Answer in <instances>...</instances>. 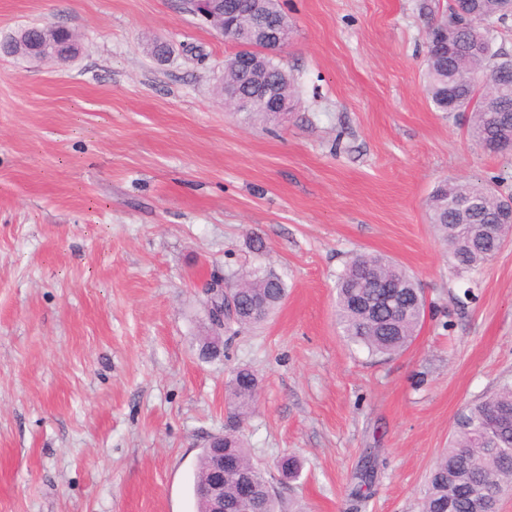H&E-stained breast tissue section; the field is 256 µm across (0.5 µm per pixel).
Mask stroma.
I'll use <instances>...</instances> for the list:
<instances>
[{"mask_svg": "<svg viewBox=\"0 0 512 512\" xmlns=\"http://www.w3.org/2000/svg\"><path fill=\"white\" fill-rule=\"evenodd\" d=\"M447 3L281 0L295 97L267 124L225 110L237 46L183 0H0V39L49 22L80 41L66 63L0 54V512H197L241 366L261 379L244 439L283 512H416L457 413L512 384V241L457 269L426 207L446 178L512 191V162L424 93ZM360 252L430 303L392 359L336 325ZM257 267L286 300L201 357L207 282ZM286 454L297 479L275 468Z\"/></svg>", "mask_w": 512, "mask_h": 512, "instance_id": "obj_1", "label": "stroma"}]
</instances>
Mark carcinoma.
<instances>
[{
  "instance_id": "obj_1",
  "label": "carcinoma",
  "mask_w": 512,
  "mask_h": 512,
  "mask_svg": "<svg viewBox=\"0 0 512 512\" xmlns=\"http://www.w3.org/2000/svg\"><path fill=\"white\" fill-rule=\"evenodd\" d=\"M458 7L465 20L462 26L445 30L430 29L424 91L438 112H448V84L457 87L461 100L481 89L499 106L512 110V52L494 48L491 31L512 18V0H460ZM263 66L260 77L275 93L292 96L294 79L281 64L253 46ZM468 134L477 147L495 140L499 130L492 112H472ZM512 202L488 185L471 181H443L428 200L430 223L446 243L455 266L470 269L490 259L486 246L474 239V224H491L499 209ZM394 278L402 288L390 305H362L354 301L357 293L370 298L378 292L377 281ZM239 310L226 317L228 329L239 331L257 326L282 303L287 294L284 281L275 274L254 270L239 282ZM425 300L415 279L395 261L380 255H355L338 275L336 319L346 343L366 350L372 356L393 357L406 351L421 326ZM260 381L243 367L232 377L227 390L229 412L224 422V512H239L238 476L244 473L254 483L255 512H281L264 470L253 461L240 431L256 403ZM512 419V386L505 385L492 395L468 406L457 418L449 447L434 464L427 479L419 512H493L501 497L512 487V466L500 465L498 458L512 457V424L493 435L484 433L491 413ZM373 452L366 449L358 483L351 496L364 498V489L373 478ZM210 449L199 456L193 477V492L209 468ZM302 469L296 456H284L277 470L286 479H295Z\"/></svg>"
}]
</instances>
